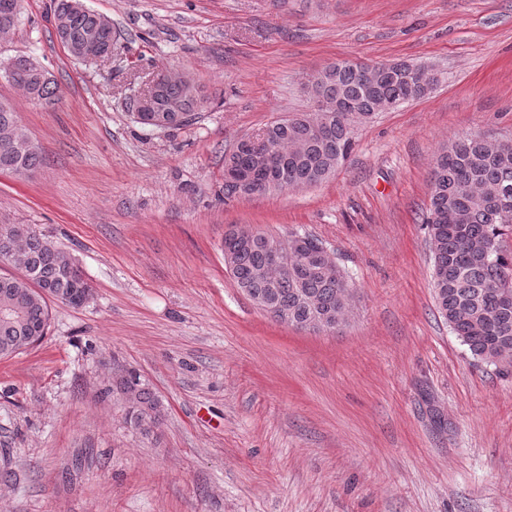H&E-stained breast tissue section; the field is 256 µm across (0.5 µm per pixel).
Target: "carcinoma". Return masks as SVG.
Returning a JSON list of instances; mask_svg holds the SVG:
<instances>
[{
    "label": "carcinoma",
    "mask_w": 512,
    "mask_h": 512,
    "mask_svg": "<svg viewBox=\"0 0 512 512\" xmlns=\"http://www.w3.org/2000/svg\"><path fill=\"white\" fill-rule=\"evenodd\" d=\"M15 0H0V37L11 35L20 23ZM53 28L71 58L81 60L84 42L96 40L104 54L112 53L117 32L112 21L82 3L55 0ZM9 78L24 96L39 105L58 102V86L33 59L11 58ZM407 62L371 81L348 61L339 60L308 81V95L316 111L297 113L267 125L270 135L304 147L302 154L271 178L261 174L260 195L319 184L346 163L354 147L356 121L397 107L410 92L399 71ZM208 97L189 73L158 84L154 106L161 125L174 131L189 125ZM21 124L13 106L0 102V173L30 177L41 162L37 145ZM250 163L243 141L224 155V167ZM433 260L432 278L438 310L473 359L490 363L498 344L512 341V304L501 303L504 289L512 290V251L504 245L512 234V141L491 154L480 137L465 135L444 146L434 160L430 178V205L423 216ZM281 238L259 229L243 245L224 234V247L233 249L231 274L239 290L257 306L265 302L303 322L322 312L340 324L349 313L344 290L349 284L336 268L322 275L303 267L288 255V276L268 282L256 276L268 257V242ZM18 266V275H0V358H8L39 343L49 322L48 300L77 307L93 288L76 261L49 239L23 224H0V262ZM132 393L125 405L130 424L143 436L155 435L163 419V405L134 370L112 376V393Z\"/></svg>",
    "instance_id": "1"
}]
</instances>
